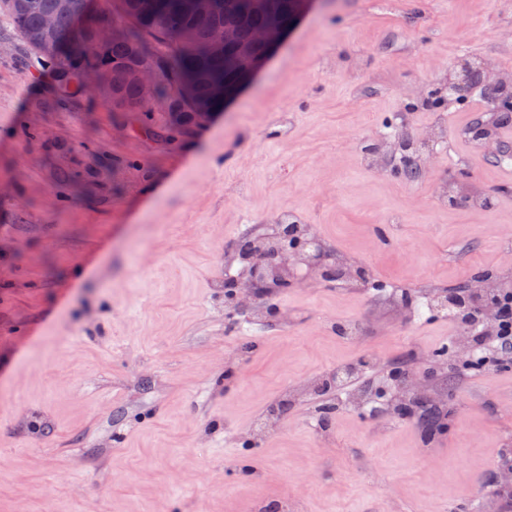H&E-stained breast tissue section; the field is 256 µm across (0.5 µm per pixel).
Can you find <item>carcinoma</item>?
<instances>
[{
  "mask_svg": "<svg viewBox=\"0 0 512 512\" xmlns=\"http://www.w3.org/2000/svg\"><path fill=\"white\" fill-rule=\"evenodd\" d=\"M22 5L0 10L27 46L60 71L70 74L66 85H58L61 95L73 97L81 91L79 72L89 63L109 68L118 77L130 65L145 64L162 72V80L153 94L172 101L171 112L180 126L194 122V113L212 112L219 101L211 96L217 84L232 81L239 73L240 50L248 47L261 58L263 48L253 40L254 32L268 24L286 23L294 13V0H263L256 9L253 0H216L212 15L205 18L183 17L178 13L179 0H99L102 11L121 20L123 30L108 40L99 50L91 46L93 36L79 34L76 16L58 20L55 33L49 38L59 52L51 53L42 46L41 16L53 9L54 0H21ZM232 22V36L224 47V56L209 55L211 38L224 31L226 22ZM190 28L194 36L186 39L182 30ZM150 95L136 84L116 81L112 107L121 111H149ZM399 156L395 167L404 175L413 173V155L417 152L408 140L397 142ZM400 297L418 311L421 305L429 314L449 310L468 322L476 321L477 309L469 306L467 285H460L445 295L426 298L415 293ZM409 417L416 420L424 441L433 439L441 427L443 410L426 396H416L406 404Z\"/></svg>",
  "mask_w": 512,
  "mask_h": 512,
  "instance_id": "cac0c4a2",
  "label": "carcinoma"
}]
</instances>
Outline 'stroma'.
I'll return each mask as SVG.
<instances>
[{"label": "stroma", "mask_w": 512, "mask_h": 512, "mask_svg": "<svg viewBox=\"0 0 512 512\" xmlns=\"http://www.w3.org/2000/svg\"><path fill=\"white\" fill-rule=\"evenodd\" d=\"M468 60L512 75V0H317L234 101L170 139L169 112L61 98L0 20V512H512L481 481L512 451L511 362L434 377L454 406L428 444L413 419L344 406L322 425L309 394L337 366L421 368L459 341L372 282H512V121L490 125ZM389 126L444 147L406 177L393 148L367 151ZM286 213L324 263L368 276L291 279L251 301L279 319L244 328L224 266ZM346 321L354 340L331 329Z\"/></svg>", "instance_id": "obj_1"}]
</instances>
